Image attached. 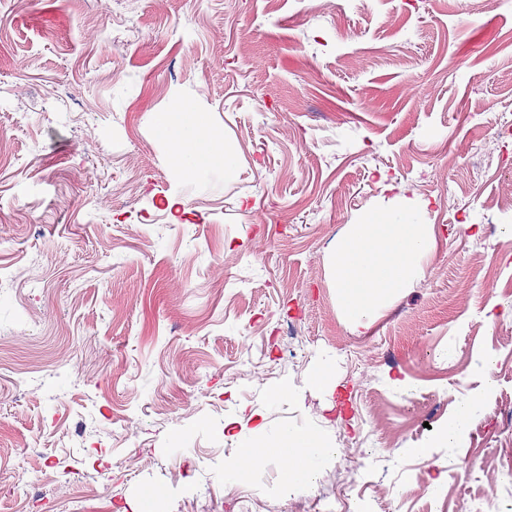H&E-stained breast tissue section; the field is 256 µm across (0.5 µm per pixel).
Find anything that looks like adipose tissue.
Masks as SVG:
<instances>
[{
    "label": "adipose tissue",
    "instance_id": "adipose-tissue-1",
    "mask_svg": "<svg viewBox=\"0 0 512 512\" xmlns=\"http://www.w3.org/2000/svg\"><path fill=\"white\" fill-rule=\"evenodd\" d=\"M162 133L171 145L173 162L180 169L191 171L211 162H231L222 142L202 136L198 113L186 106H179L164 119ZM428 245L429 227L408 205L351 225L331 258V271L342 309L354 329L370 327L383 304L413 282ZM254 432L257 440L247 449L253 465L263 463L267 449H299L298 464L284 474L285 484L291 487L314 480L332 453L313 433L285 428L270 434L261 424Z\"/></svg>",
    "mask_w": 512,
    "mask_h": 512
}]
</instances>
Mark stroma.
<instances>
[{"label":"stroma","instance_id":"35a3bbf8","mask_svg":"<svg viewBox=\"0 0 512 512\" xmlns=\"http://www.w3.org/2000/svg\"><path fill=\"white\" fill-rule=\"evenodd\" d=\"M327 2L0 0V512H512V0ZM179 103L232 169L171 165ZM402 202L431 247L355 331L330 259ZM260 421L311 485L225 481ZM479 406V400H471L460 408L453 416L448 418L446 425L438 432L437 440L448 443V441L457 439L462 435L468 428L471 416L479 409ZM253 432L258 439L247 444V455L255 467L260 466L269 448H300L299 463L288 467L284 474V482L288 487L306 485L320 473V470L328 456L333 453L330 448L318 435L313 433H302L288 428L281 429L276 433L265 432V424L260 423ZM257 448H262L258 451Z\"/></svg>","mask_w":512,"mask_h":512}]
</instances>
